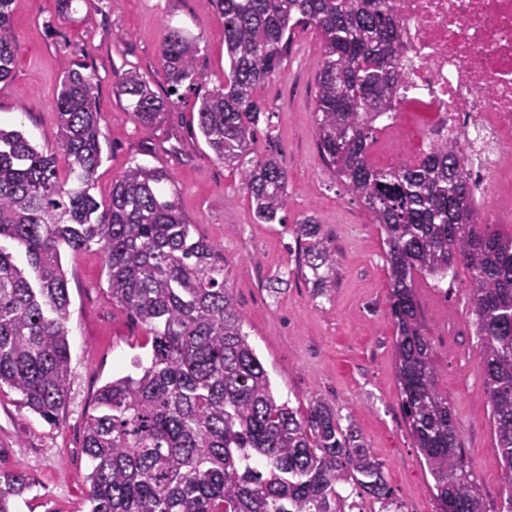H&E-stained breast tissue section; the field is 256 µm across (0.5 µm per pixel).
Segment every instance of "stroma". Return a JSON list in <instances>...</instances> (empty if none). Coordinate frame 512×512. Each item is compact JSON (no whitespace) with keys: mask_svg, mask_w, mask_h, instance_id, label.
Listing matches in <instances>:
<instances>
[{"mask_svg":"<svg viewBox=\"0 0 512 512\" xmlns=\"http://www.w3.org/2000/svg\"><path fill=\"white\" fill-rule=\"evenodd\" d=\"M11 9L19 48L12 78L0 83V127L23 130L38 150L52 152L61 74L87 65L98 84L104 133L96 200L107 202L113 179L131 165L167 170L184 218L221 254L226 284L275 392L295 407L321 397L340 416H353L383 465L392 512H438L432 478L401 411L382 239L318 151V33L296 29L283 72L258 93L265 114L249 159L259 160L272 145L288 169L284 223L258 224L239 170L218 160L198 131L201 96L224 81V27L211 0H75L66 14L57 0H14ZM167 23L190 32L199 47L194 86L175 94L159 62ZM121 68L139 70L157 95L172 98L153 127L143 128L118 95L113 73ZM432 122L426 112L402 113L394 130L376 131L370 163L387 169L414 161L428 147ZM309 216L336 252V285L322 296L296 270L293 230ZM62 264L71 300L67 407L51 423L28 409L20 393L0 388V471H22L32 481L18 512H87L84 420L100 387L148 354L144 327L112 301L99 245L63 251ZM469 286L470 273L461 267L445 290L421 277L415 291L433 344L436 387L460 426L486 512H499L504 473L478 367L480 339L468 314Z\"/></svg>","mask_w":512,"mask_h":512,"instance_id":"35a3bbf8","label":"stroma"}]
</instances>
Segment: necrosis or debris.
<instances>
[{
	"label": "necrosis or debris",
	"mask_w": 512,
	"mask_h": 512,
	"mask_svg": "<svg viewBox=\"0 0 512 512\" xmlns=\"http://www.w3.org/2000/svg\"><path fill=\"white\" fill-rule=\"evenodd\" d=\"M407 51L397 112L472 141L477 179L512 177V0H399Z\"/></svg>",
	"instance_id": "obj_1"
}]
</instances>
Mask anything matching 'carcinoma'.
Masks as SVG:
<instances>
[{"label": "carcinoma", "mask_w": 512, "mask_h": 512, "mask_svg": "<svg viewBox=\"0 0 512 512\" xmlns=\"http://www.w3.org/2000/svg\"><path fill=\"white\" fill-rule=\"evenodd\" d=\"M13 0H0V83L12 78L18 40ZM224 25L223 85L201 97L198 129L229 164L253 153L259 89L278 77L294 32L312 27L323 56L316 74L317 147L336 180L378 229L390 270L389 315L401 408L433 480L440 512H484L464 458L460 428L436 388L433 345L416 298L421 275L441 284L463 265L468 303L483 340L479 367L501 450L512 512V233L481 223L474 163L463 139L434 136L410 164L378 169L368 152L394 110L406 51L397 0H212ZM197 40L163 28L159 61L171 87L194 85ZM143 126L171 102L136 70L114 72ZM94 75L63 72L54 103V151L0 128V386L55 422L71 375L70 298L61 247L95 243L112 301L148 332L147 362L103 385L84 423L88 512H345L349 486L387 508L382 464L354 424L313 398L306 410L277 397L224 283L214 245L169 197L168 171L137 163L112 180L106 204L92 195L102 161ZM67 161L59 177L57 157ZM258 224H282L288 172L269 148L240 167ZM297 268L316 292L336 280V256L308 219L295 225ZM30 488L0 473V512Z\"/></svg>", "instance_id": "cac0c4a2"}]
</instances>
